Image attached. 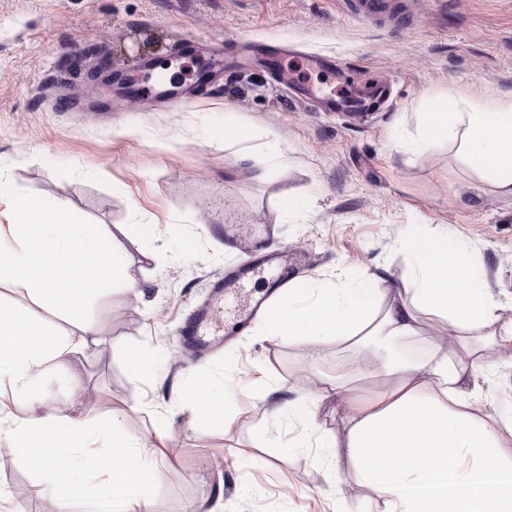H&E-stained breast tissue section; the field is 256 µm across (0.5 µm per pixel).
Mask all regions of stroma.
<instances>
[{
    "label": "stroma",
    "instance_id": "35a3bbf8",
    "mask_svg": "<svg viewBox=\"0 0 512 512\" xmlns=\"http://www.w3.org/2000/svg\"><path fill=\"white\" fill-rule=\"evenodd\" d=\"M399 14L355 15L350 0H0V182L15 195L58 202L111 232L128 257L135 292L115 286L92 302L96 347L48 365L39 381L44 408L67 403L74 382L95 400L78 414L106 452L102 421L140 446L154 483L152 512H383L358 486L340 443L346 426L335 401L316 388L339 366L364 369L348 382L364 398L382 380L365 350L327 341L316 360L253 322L206 363L187 361L176 329L212 281L248 260L261 241L299 251V274L342 285L376 276L408 287L407 240L454 234L484 272L512 319V195L471 169L460 142L416 151L420 114L452 92L462 111L512 99V0H397ZM225 44L224 78L177 107L120 98L98 68L127 74L143 62L169 67L173 82L195 81L205 55L183 54L188 38ZM259 50L240 52L236 43ZM294 46V88L275 78L265 45ZM335 57L346 83L379 80L390 102L366 118L313 112L300 89L321 82L307 53ZM255 143L277 141L281 164L255 179L260 158L225 147V122ZM306 202L287 214L283 197ZM152 225L153 236L139 233ZM0 303L66 335L76 326L11 279ZM422 339L378 340L375 352L412 360L427 344L459 355L447 324L423 314ZM154 364L137 373L133 352ZM479 398L504 441H512V348L481 361ZM194 380L223 385L224 422L199 420L185 406ZM280 388L263 395L262 381ZM44 473L0 468V512H44Z\"/></svg>",
    "mask_w": 512,
    "mask_h": 512
}]
</instances>
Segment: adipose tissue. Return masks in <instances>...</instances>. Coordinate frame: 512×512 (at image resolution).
I'll return each mask as SVG.
<instances>
[{
    "label": "adipose tissue",
    "mask_w": 512,
    "mask_h": 512,
    "mask_svg": "<svg viewBox=\"0 0 512 512\" xmlns=\"http://www.w3.org/2000/svg\"><path fill=\"white\" fill-rule=\"evenodd\" d=\"M457 139L468 164L512 194V101L463 112L453 95L435 96L421 115L417 149ZM405 247L416 263L410 300L383 309L378 301L389 289L378 280L337 288L308 279L272 304L266 334L288 337L311 355L329 340L364 348L373 336H419L424 312L448 321L470 352L512 343V325L456 238L434 233ZM0 276L76 322L94 295L125 283L126 256L99 225L59 204L18 198L9 223L0 224ZM95 343L87 333L47 334L0 306V378L32 403L26 420L0 414V431L13 439L15 464L49 476L52 498L80 500L84 512H149L154 485L131 440L105 427L112 448L101 454L79 417L41 406L36 384L46 366ZM377 371L385 383L369 400L345 401L343 446L358 484L384 499L387 512H512V445L480 417L471 374L435 346L411 362L383 361Z\"/></svg>",
    "instance_id": "ef3b65f1"
}]
</instances>
